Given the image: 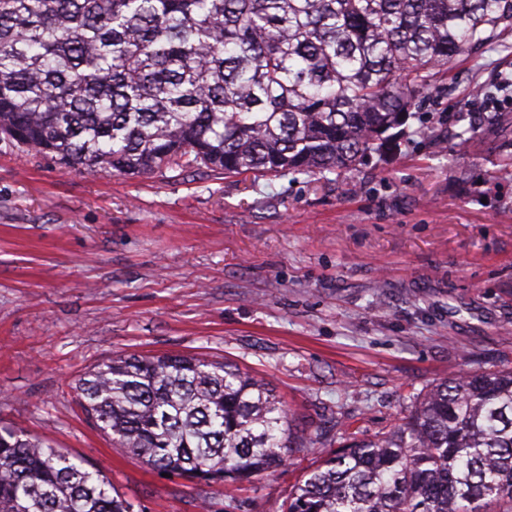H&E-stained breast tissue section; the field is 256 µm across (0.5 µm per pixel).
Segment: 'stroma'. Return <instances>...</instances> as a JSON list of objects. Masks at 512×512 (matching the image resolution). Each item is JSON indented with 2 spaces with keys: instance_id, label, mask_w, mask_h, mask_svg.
<instances>
[{
  "instance_id": "stroma-1",
  "label": "stroma",
  "mask_w": 512,
  "mask_h": 512,
  "mask_svg": "<svg viewBox=\"0 0 512 512\" xmlns=\"http://www.w3.org/2000/svg\"><path fill=\"white\" fill-rule=\"evenodd\" d=\"M506 74L512 48L456 58L411 134L342 174H87L0 141V426L102 470L137 512H282L348 430L377 438L438 381L512 369ZM133 353L270 382L305 451L243 484L162 476L72 390Z\"/></svg>"
}]
</instances>
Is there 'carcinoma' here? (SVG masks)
<instances>
[{"label": "carcinoma", "mask_w": 512, "mask_h": 512, "mask_svg": "<svg viewBox=\"0 0 512 512\" xmlns=\"http://www.w3.org/2000/svg\"><path fill=\"white\" fill-rule=\"evenodd\" d=\"M512 0H0V139L90 174L355 170L449 61L512 45ZM161 473L248 481L299 452L234 364L116 355L73 386ZM99 469L0 428V512H134ZM283 512H512V370L433 386L311 469Z\"/></svg>", "instance_id": "carcinoma-1"}]
</instances>
